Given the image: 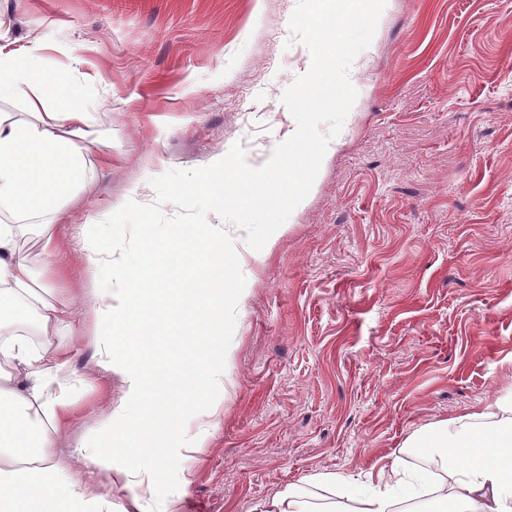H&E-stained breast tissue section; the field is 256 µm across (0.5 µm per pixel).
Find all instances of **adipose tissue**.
I'll list each match as a JSON object with an SVG mask.
<instances>
[{
	"label": "adipose tissue",
	"instance_id": "1",
	"mask_svg": "<svg viewBox=\"0 0 512 512\" xmlns=\"http://www.w3.org/2000/svg\"><path fill=\"white\" fill-rule=\"evenodd\" d=\"M46 46L31 41L21 48L0 43V99H19L28 117L0 114V512H103V497H91L70 478L51 453L75 405L78 385L71 370L73 338L59 331L72 316L68 302L45 282L59 276L54 238L69 217L61 205L87 172L108 166L91 132L92 114L83 87L73 75L49 76L41 67ZM41 218L46 261L34 270L18 238L29 219ZM167 258L189 281L177 294L189 316L203 327L199 335L173 338L178 369L155 363L146 353L150 339L169 327L158 318L166 292L158 280L155 256L141 266L103 270L91 252L93 275L88 295L97 315L96 366L113 369L122 358L128 394L114 416L128 464L117 481L130 489L123 512H168L154 499L152 476L137 463L155 452L161 430L182 418L190 392L202 378L220 385L224 374L205 373L204 360L224 341L210 309L224 297V271L235 266V248L212 249L195 229L178 225L167 236ZM407 447L439 458L443 479L423 470L383 465L365 479L321 473L288 485L254 512H315L311 488L327 502L323 512H397L399 504L432 496L435 512H512V396L485 410L442 420L410 436Z\"/></svg>",
	"mask_w": 512,
	"mask_h": 512
}]
</instances>
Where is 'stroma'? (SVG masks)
Masks as SVG:
<instances>
[{
	"mask_svg": "<svg viewBox=\"0 0 512 512\" xmlns=\"http://www.w3.org/2000/svg\"><path fill=\"white\" fill-rule=\"evenodd\" d=\"M297 0H0V37L49 44L45 69L78 79L112 164L65 202L60 282L92 332L87 232L150 179L221 159L242 143L265 164L297 124L283 92L311 66L290 42ZM357 91L307 198L262 250L225 227L243 255L223 312L224 351L167 442L144 456L171 512H253L288 484L333 472L363 479L393 460L431 469L406 448L423 427L512 394V0H388L354 60ZM92 348L73 360L97 376L55 453L90 494L126 458L101 422L126 393L122 360L98 377ZM84 447L109 466L84 478Z\"/></svg>",
	"mask_w": 512,
	"mask_h": 512,
	"instance_id": "obj_1",
	"label": "stroma"
}]
</instances>
